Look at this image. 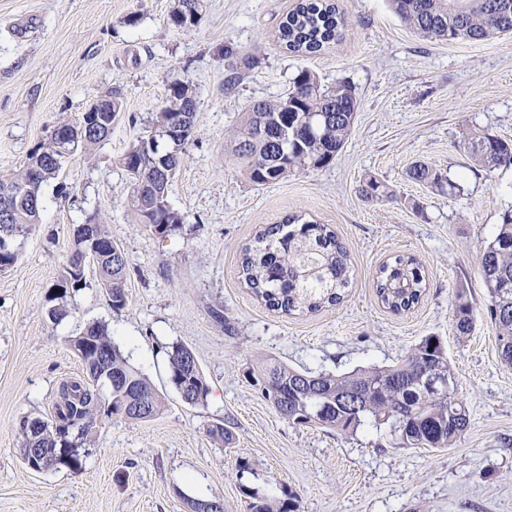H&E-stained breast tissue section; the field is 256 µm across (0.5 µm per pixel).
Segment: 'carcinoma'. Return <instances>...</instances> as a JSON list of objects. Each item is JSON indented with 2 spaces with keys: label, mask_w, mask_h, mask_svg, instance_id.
<instances>
[{
  "label": "carcinoma",
  "mask_w": 512,
  "mask_h": 512,
  "mask_svg": "<svg viewBox=\"0 0 512 512\" xmlns=\"http://www.w3.org/2000/svg\"><path fill=\"white\" fill-rule=\"evenodd\" d=\"M392 10L420 36L439 41H484L512 34V0H389ZM204 0H177L169 22L187 27L198 21ZM344 20L331 0H301L279 26L286 48L301 55L318 53L335 43ZM197 88L188 81L169 83L165 105L151 119L146 134L132 142L117 158L131 178L129 209L142 224L163 237L178 228L180 214L156 201H168L177 169L186 147L195 136ZM104 108L96 113L111 119L122 111L118 94L101 98ZM358 102L353 87L344 82L322 87L318 77L302 69L293 78L285 96L262 100L246 110L235 146V155L246 161L251 182L264 185L294 173L331 162L344 148L354 123ZM184 115L191 128L182 148L167 155L156 133ZM112 128L86 129L64 143L54 135L34 150L20 172L0 176V238L18 246L0 251V273L11 269L20 257V244L40 224V190L58 177L64 155L89 150L104 141ZM474 165L489 172L512 165V142L488 133L471 137L463 144ZM409 175L440 194L461 191V185L424 162L410 167ZM359 192L366 200L390 196L389 188L376 177L366 178ZM289 227L283 231V227ZM285 226L272 227L257 237L242 261L244 281L266 305L286 314L315 313L342 299L350 284L348 252L327 224L299 222L291 217ZM95 248L99 284L111 306L126 305L129 260L112 241L97 215L92 214L73 230V250L58 277L60 298L68 290L85 286L82 262ZM489 294L487 314L496 329L501 362L512 367V209L502 215L494 237L479 256ZM426 288L421 265L413 256L398 254L383 264L376 292L383 306L394 313L414 308ZM475 314L464 296H458L454 328L468 336ZM70 346L84 365L86 379L62 385L54 419L25 420L22 424L21 455L28 448L49 453L69 448L92 447L98 421L121 415L131 421L147 422L164 408L162 397L139 370L131 366L112 342L106 325L92 323L70 339ZM170 379L181 399L192 406L207 400L209 385L193 350L174 343L167 350ZM438 370L448 375V389L432 394L424 389L425 374ZM112 374V388L100 379ZM261 389L266 401L283 418L295 425L317 424L328 429L356 432L386 426L402 443L417 448L442 450L451 447L470 428V412L459 393L455 366L441 339L427 336L393 365H373L343 373L303 371L277 360L266 362L247 374ZM249 512H299L297 498L264 500L249 504Z\"/></svg>",
  "instance_id": "carcinoma-1"
}]
</instances>
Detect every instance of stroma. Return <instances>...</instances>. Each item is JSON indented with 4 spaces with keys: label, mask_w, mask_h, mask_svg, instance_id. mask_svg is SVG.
<instances>
[{
    "label": "stroma",
    "mask_w": 512,
    "mask_h": 512,
    "mask_svg": "<svg viewBox=\"0 0 512 512\" xmlns=\"http://www.w3.org/2000/svg\"><path fill=\"white\" fill-rule=\"evenodd\" d=\"M298 2L205 0L199 22L180 28L168 21L175 0H0V174L18 172L59 122L106 92L123 100L111 135L65 156L43 184L41 222L0 275V512H188L190 498L249 512L254 499L291 494L299 512H512V368L499 359L478 262L512 207V166L485 171L463 150L477 132L512 140V36L426 40L387 0H335L339 40L304 57L277 37ZM302 69L326 87H354L348 140L329 165L254 185L232 153L242 115L283 96ZM176 78L197 87V130L168 197L182 222L161 238L131 217L115 160ZM418 161L460 193L412 180ZM368 176L392 196L366 201L358 188ZM93 213L129 257L127 303L112 308L89 263L69 316L52 323L72 228ZM293 215L330 225L346 247L353 282L340 304L287 315L244 283L245 249ZM398 254L418 259L427 288L396 314L375 283ZM460 288L476 318L464 338L453 323ZM93 321L108 325L165 410L148 422L103 419L80 467L30 471L21 425L50 419L60 385L83 378L69 340ZM426 336L442 339L471 416L465 436L441 451L400 447L386 428L291 424L247 380L270 357L314 372L388 365ZM176 341L207 379L204 404L183 403L170 381L166 348ZM216 424L231 443L210 435Z\"/></svg>",
    "instance_id": "stroma-1"
}]
</instances>
